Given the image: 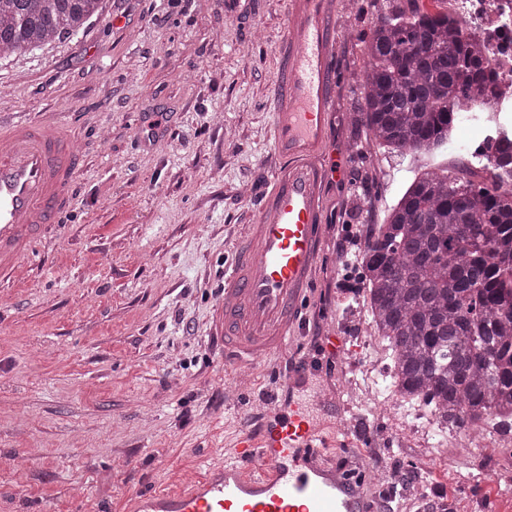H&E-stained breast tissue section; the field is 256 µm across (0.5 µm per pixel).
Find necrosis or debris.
Returning a JSON list of instances; mask_svg holds the SVG:
<instances>
[{
    "mask_svg": "<svg viewBox=\"0 0 512 512\" xmlns=\"http://www.w3.org/2000/svg\"><path fill=\"white\" fill-rule=\"evenodd\" d=\"M448 13L492 74V86L479 100L459 102L462 117L448 134V153L466 152L470 170L511 195L512 166L495 160L494 151L512 137V0H448Z\"/></svg>",
    "mask_w": 512,
    "mask_h": 512,
    "instance_id": "obj_1",
    "label": "necrosis or debris"
}]
</instances>
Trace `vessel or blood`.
I'll return each instance as SVG.
<instances>
[{
    "label": "vessel or blood",
    "instance_id": "obj_1",
    "mask_svg": "<svg viewBox=\"0 0 512 512\" xmlns=\"http://www.w3.org/2000/svg\"><path fill=\"white\" fill-rule=\"evenodd\" d=\"M290 10L274 86L273 176L224 266L211 329L237 369L272 365L296 345L323 258L325 192L344 177L331 147L336 2L290 0ZM79 157L65 113L0 121V282L22 275L46 227L67 222ZM296 387L293 375L280 376L268 417H244L222 465L178 493L141 494L136 512H379L370 487L328 462L305 409L292 401L280 410V393Z\"/></svg>",
    "mask_w": 512,
    "mask_h": 512
}]
</instances>
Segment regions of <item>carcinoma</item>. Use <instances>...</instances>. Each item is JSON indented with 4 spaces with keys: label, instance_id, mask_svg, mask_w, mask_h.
Wrapping results in <instances>:
<instances>
[{
    "label": "carcinoma",
    "instance_id": "obj_1",
    "mask_svg": "<svg viewBox=\"0 0 512 512\" xmlns=\"http://www.w3.org/2000/svg\"><path fill=\"white\" fill-rule=\"evenodd\" d=\"M103 0H0V58L78 35ZM362 122L391 151L431 152L454 105L491 78L448 13L395 0L364 41ZM372 335L394 375L383 390L445 413L454 428L492 416L512 433V199L476 180L426 170L369 233L359 262Z\"/></svg>",
    "mask_w": 512,
    "mask_h": 512
}]
</instances>
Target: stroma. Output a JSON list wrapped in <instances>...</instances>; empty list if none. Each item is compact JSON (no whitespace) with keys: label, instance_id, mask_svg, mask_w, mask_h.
I'll return each instance as SVG.
<instances>
[{"label":"stroma","instance_id":"stroma-1","mask_svg":"<svg viewBox=\"0 0 512 512\" xmlns=\"http://www.w3.org/2000/svg\"><path fill=\"white\" fill-rule=\"evenodd\" d=\"M389 0H336L333 147L345 179L328 214L357 225L347 256L326 226L325 269L304 316L311 338L343 339L334 369L308 370L301 395L332 442L365 428L360 453L384 490L432 506L512 512V444L474 461L456 437L440 444L409 405L382 395L389 360L370 341L359 282L362 239L420 171L448 154L368 149L354 75L363 41ZM289 0H103L79 35L0 59V113H68L83 160L67 223L46 229L26 275L0 284V512H132L143 492L168 493L224 460V443L275 384L268 367L226 370L209 330L226 260L256 217L272 175L276 45ZM168 114L148 135L152 113ZM345 407L330 416L324 398Z\"/></svg>","mask_w":512,"mask_h":512}]
</instances>
